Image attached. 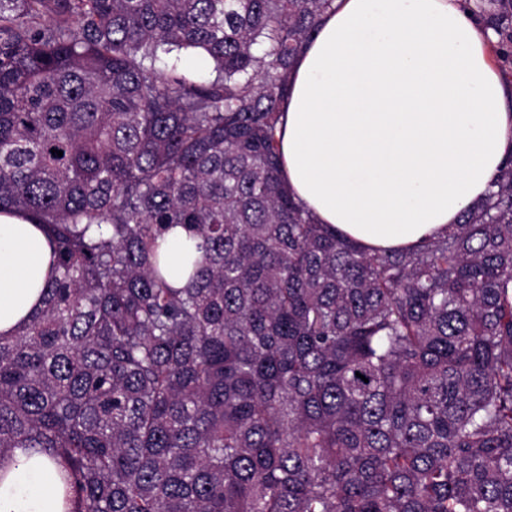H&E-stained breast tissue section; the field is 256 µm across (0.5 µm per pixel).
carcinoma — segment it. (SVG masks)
<instances>
[{
	"label": "carcinoma",
	"mask_w": 512,
	"mask_h": 512,
	"mask_svg": "<svg viewBox=\"0 0 512 512\" xmlns=\"http://www.w3.org/2000/svg\"><path fill=\"white\" fill-rule=\"evenodd\" d=\"M332 2L0 0V214L55 262L0 461L57 459L69 512H512V158L416 248L315 223L277 130ZM467 8L511 78L512 0ZM186 240V232L181 227L173 228L166 237L165 247L168 252L171 273L175 276L173 283L176 286L182 285V282L177 276L180 273Z\"/></svg>",
	"instance_id": "carcinoma-1"
}]
</instances>
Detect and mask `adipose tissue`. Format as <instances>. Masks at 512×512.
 Instances as JSON below:
<instances>
[{
	"instance_id": "adipose-tissue-1",
	"label": "adipose tissue",
	"mask_w": 512,
	"mask_h": 512,
	"mask_svg": "<svg viewBox=\"0 0 512 512\" xmlns=\"http://www.w3.org/2000/svg\"><path fill=\"white\" fill-rule=\"evenodd\" d=\"M464 0H335L291 75L284 181L365 250L412 248L481 203L512 157V88ZM43 231L0 214V335L41 306ZM60 467L27 448L0 463V512H65Z\"/></svg>"
}]
</instances>
